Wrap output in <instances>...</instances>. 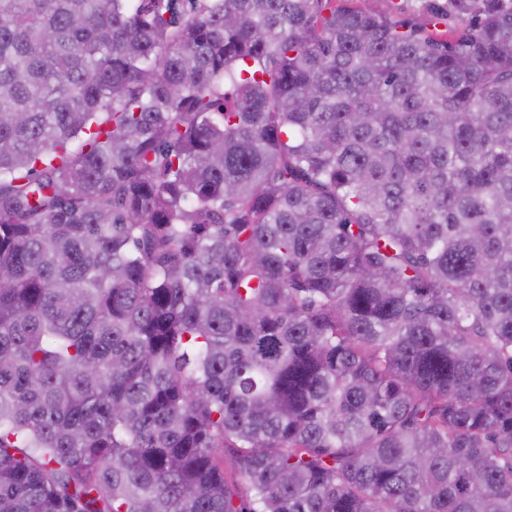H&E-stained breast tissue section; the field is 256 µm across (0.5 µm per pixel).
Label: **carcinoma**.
<instances>
[{"mask_svg": "<svg viewBox=\"0 0 512 512\" xmlns=\"http://www.w3.org/2000/svg\"><path fill=\"white\" fill-rule=\"evenodd\" d=\"M0 0V512H512V0ZM348 3L368 7L394 22L439 40H453L461 27L457 18L448 14L444 4H448V0H352Z\"/></svg>", "mask_w": 512, "mask_h": 512, "instance_id": "1", "label": "carcinoma"}]
</instances>
